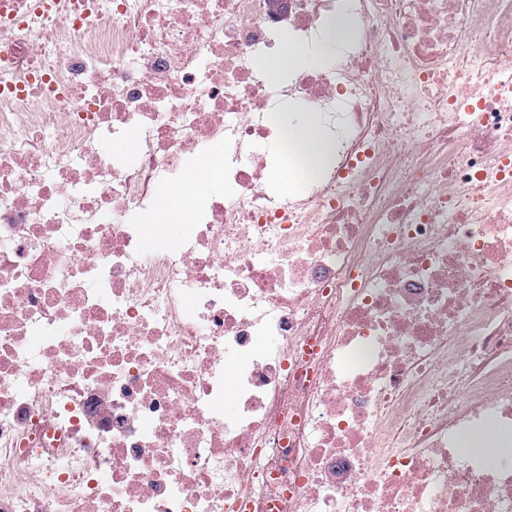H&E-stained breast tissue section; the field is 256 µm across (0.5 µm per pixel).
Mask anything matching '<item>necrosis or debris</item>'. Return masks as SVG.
I'll return each instance as SVG.
<instances>
[{
  "mask_svg": "<svg viewBox=\"0 0 512 512\" xmlns=\"http://www.w3.org/2000/svg\"><path fill=\"white\" fill-rule=\"evenodd\" d=\"M8 2L0 512H512V0ZM289 52V53H288ZM319 57H310L306 50L299 47L290 51L286 50L285 54L279 58H266L261 59L258 63L259 68L262 71H266L270 74H279L285 69L297 64L301 61L315 62ZM286 146L299 152L309 169L319 168L329 156L330 148L320 127L313 122L303 125L283 121ZM203 173H195L187 179L183 186L175 189L171 193V198L167 202V212L160 217L147 218L144 224H157L158 230L161 234L167 235L171 224H186L183 219L176 220L175 213L181 214L185 217L190 211V206L197 195L195 187L199 182H202ZM192 230L191 224H186L184 227H174L169 233L170 238H180L189 234Z\"/></svg>",
  "mask_w": 512,
  "mask_h": 512,
  "instance_id": "1",
  "label": "necrosis or debris"
}]
</instances>
